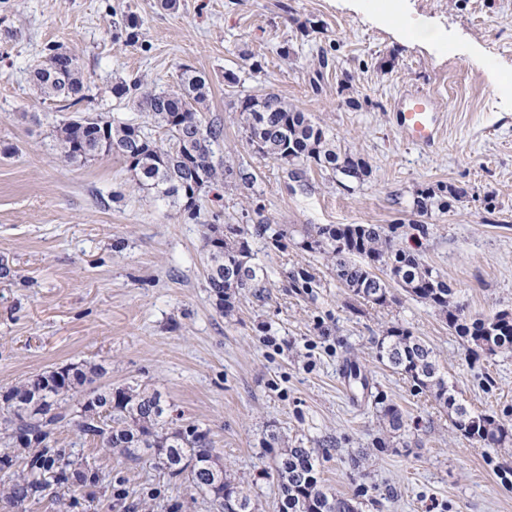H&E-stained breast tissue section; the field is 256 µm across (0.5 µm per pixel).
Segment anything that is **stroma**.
Listing matches in <instances>:
<instances>
[{"mask_svg": "<svg viewBox=\"0 0 512 512\" xmlns=\"http://www.w3.org/2000/svg\"><path fill=\"white\" fill-rule=\"evenodd\" d=\"M0 0V393L28 376L97 364L95 384L159 392L183 422L207 429L222 463L256 504L277 512L282 449H314L318 476L358 512H512V451L483 448L452 428L448 411L383 364L388 325L433 348L459 399L512 427V354H468L432 307L403 291L385 307L357 300L319 254L296 244L252 246L268 279L263 299L241 296L224 316L205 282L203 224L142 188L120 158L62 162L53 139L66 114L30 81L46 45L77 55L81 109L133 123L147 116L112 85L138 77L173 85L180 67L203 75L204 118L220 119L227 164L255 162L239 103L273 93L309 113L364 180L308 174L287 185L258 163L256 189L272 223L381 224L455 289L467 314L512 311V0H396L392 11L442 30L444 45L398 40L389 13L368 0ZM143 20L140 44L112 39V6ZM289 57H281V47ZM326 54L328 68L318 66ZM238 83H228L225 73ZM426 92L443 120L430 148L397 132L400 94ZM464 189L447 211L420 215L417 194ZM427 227L416 235L415 225ZM317 288L289 287L299 271ZM365 366L370 395L348 393L341 371ZM410 426L386 430L373 396ZM276 447H268L270 435ZM102 483L47 491L27 512H216L208 497L164 470L85 445Z\"/></svg>", "mask_w": 512, "mask_h": 512, "instance_id": "stroma-1", "label": "stroma"}]
</instances>
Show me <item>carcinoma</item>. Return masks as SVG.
<instances>
[{
    "label": "carcinoma",
    "instance_id": "carcinoma-1",
    "mask_svg": "<svg viewBox=\"0 0 512 512\" xmlns=\"http://www.w3.org/2000/svg\"><path fill=\"white\" fill-rule=\"evenodd\" d=\"M112 15L115 39L138 42L141 17L120 14L115 8ZM74 59V54L51 44L32 71L40 95L64 110L86 99L82 66L74 65ZM113 93L149 113L162 137L156 138L146 126L100 114L70 116L56 126V151L69 165L105 155L118 157L136 172L140 184L173 205L183 203L187 194L197 198L229 184L251 193L255 207L242 213L248 224H223L219 212L205 220L207 288L224 315H232L237 296L259 297L267 288L263 268L252 263L251 242L258 239L280 249L288 231L263 217L260 195L253 193L257 175L252 166L241 163L235 168L216 155L214 146L224 139V126L217 119H205L198 109L207 96L206 78L184 66L169 90H149L136 77L118 82ZM240 112L254 155L279 163L287 179L298 186H307V173L314 167L355 180L366 175L362 161L341 152L308 113L288 106L277 95H246ZM463 195V189L438 186L420 193L414 208L420 214L446 210L448 198ZM395 234L396 228L381 224H310L302 229L298 245L321 255L336 281L354 296L384 307L394 299L392 290L400 288L437 309L448 329L471 344V354L512 353V312L466 314L462 306L453 304V290L444 277L417 252L400 246ZM378 358L418 390L430 392L448 409L451 425L464 437L489 448L512 440V431L494 414L474 412L456 399L439 372L433 349L410 328L399 323L389 326L378 344ZM97 375L94 367L70 365L29 376L0 396V471L5 477L0 499L10 508L24 512L29 502L54 485L95 490L100 482L97 467L75 451L89 443L131 462H154L170 478H184L191 489L210 496L222 512H256L251 498L224 473L209 431L168 416L157 392L130 386L82 392ZM373 404L390 430L409 427V419L396 404L382 399ZM65 426L76 429L79 442L58 448L55 434ZM275 471L282 492L278 512H358L353 500L321 484L317 459L308 448L286 449Z\"/></svg>",
    "mask_w": 512,
    "mask_h": 512
}]
</instances>
